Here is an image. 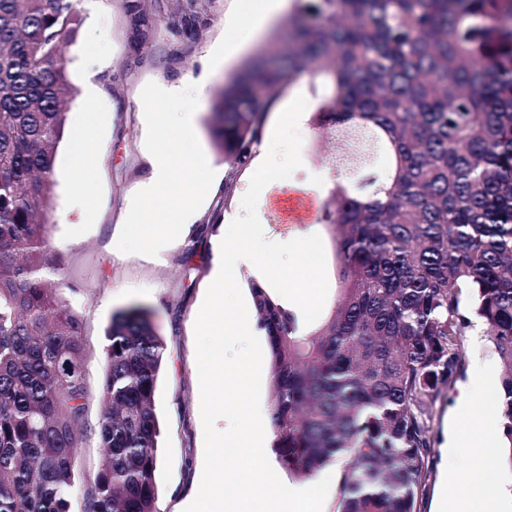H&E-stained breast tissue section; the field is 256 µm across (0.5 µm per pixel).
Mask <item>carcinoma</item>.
I'll return each mask as SVG.
<instances>
[{
  "mask_svg": "<svg viewBox=\"0 0 512 512\" xmlns=\"http://www.w3.org/2000/svg\"><path fill=\"white\" fill-rule=\"evenodd\" d=\"M146 35L150 21L126 4ZM218 93L209 131L230 192L275 98L309 73L323 221L338 260L326 323L257 280L270 347L271 448L310 479L339 465L337 512H417L429 476L430 404L460 371L470 310L501 365L502 462L512 470V0H307ZM73 0H0V512H158L155 391L167 346L131 304L106 330L100 467L76 486L89 391L80 317L47 220L66 115L60 48Z\"/></svg>",
  "mask_w": 512,
  "mask_h": 512,
  "instance_id": "cac0c4a2",
  "label": "carcinoma"
}]
</instances>
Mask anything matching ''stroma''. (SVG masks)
<instances>
[{
    "mask_svg": "<svg viewBox=\"0 0 512 512\" xmlns=\"http://www.w3.org/2000/svg\"><path fill=\"white\" fill-rule=\"evenodd\" d=\"M155 23L148 36L138 35L126 12V0H75L82 19L75 39L63 48L66 60V133L55 160V185L48 215L52 243L63 268L60 294L68 308L83 319L84 367L89 389L84 438L75 450L76 480L93 482L100 465L95 434L105 376V329L114 311L138 303L148 307L156 331L165 340L168 360L155 392V409L161 436L155 471L161 512H182L186 497L198 489L204 467L200 384L196 366L194 323L209 286L212 239L224 234V214L240 211L251 170H242L231 192L209 191L199 201L201 221L209 229L198 238L193 256H186L184 238L162 243L159 253L141 245L128 225L127 206L143 178V136L139 120L144 91L155 83L186 75H199L208 52L223 49L228 31L242 35L238 52L210 72L205 97L186 89L182 99L163 104L166 112L192 106L198 112L197 137L184 138L177 126L163 125L161 143L175 152V170L205 167L221 174L224 158L207 133L218 91L241 64L276 34H287L288 21L275 16L254 28L245 14L247 0H197L201 26L196 33L183 31L185 0H138ZM93 72L100 95L96 112L98 132L82 141L85 120L86 72ZM283 156L276 168L285 180L310 184L323 165L317 155L313 126L291 127L282 134ZM82 148L90 174L84 212H77L71 163L75 148ZM260 222L267 238L287 242L319 235L326 257L328 295H337V267L333 245L322 218L293 223L287 214L264 209ZM195 266L193 279H185V265ZM462 371L453 389L441 390L431 406L433 447L431 474L419 512H434L442 494L440 463L477 464L489 485L505 490L503 512H512V475L495 464L496 451L474 448L472 430L461 424L456 405L466 389L469 370L484 362L499 370L500 363L485 334L467 333L461 351ZM463 440L460 448L443 449L445 430Z\"/></svg>",
    "mask_w": 512,
    "mask_h": 512,
    "instance_id": "stroma-1",
    "label": "stroma"
}]
</instances>
